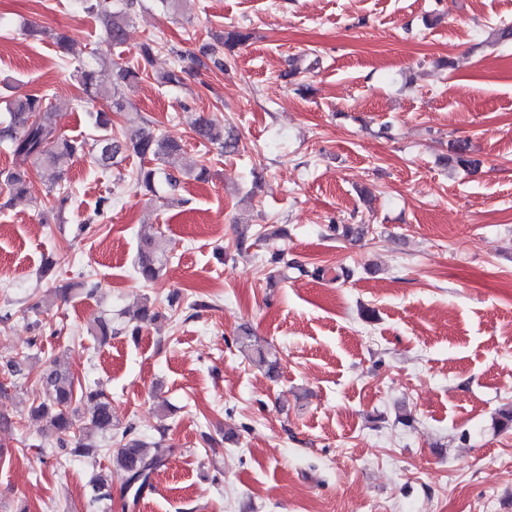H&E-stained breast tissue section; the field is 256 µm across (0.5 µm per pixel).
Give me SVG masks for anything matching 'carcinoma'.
Segmentation results:
<instances>
[{
	"label": "carcinoma",
	"instance_id": "carcinoma-1",
	"mask_svg": "<svg viewBox=\"0 0 512 512\" xmlns=\"http://www.w3.org/2000/svg\"><path fill=\"white\" fill-rule=\"evenodd\" d=\"M83 12L98 18L106 32V38L112 45L123 43L129 18L134 12L137 0H80ZM251 34L233 30L216 40V43L203 48V52L214 57V62L224 65L221 51L231 50L247 42ZM159 43L150 40L140 46L139 61L135 65L112 63V83L103 86L96 80V68L93 62H83L75 68L73 77L82 86L90 101L103 99L109 103V110L89 113L95 130L90 150H85L86 142L67 139L58 134L57 112L44 94H24L5 101V116L0 118V144L6 145L13 156L21 162L34 161L42 168L62 178L78 156L86 153L91 162L117 167L119 156L132 153L140 158L152 161L150 166L137 169L135 179L147 195H158V186L166 184L175 191L180 185L182 170L180 158L181 145L165 137L154 127L149 118L136 114L131 119V128L123 137L114 136L112 113L127 112L131 103L126 91L135 86L142 77L149 74ZM183 68H173L155 74L157 83L179 85L183 83ZM196 134L207 141L219 145L224 152H233L238 148V140L224 136V127L214 119L199 116L195 125ZM451 161L465 170H476L480 161L473 157L471 145L466 141H455L451 145ZM4 183L12 195L25 192V172L10 171L4 176ZM168 262L160 248L154 233L141 235L135 257V271L138 278L145 282L155 280L165 269ZM160 312L146 300L132 314L129 323L131 333L137 334L142 327L154 322ZM44 397L31 405L28 417L48 438L55 440L60 448L68 449L73 457L97 454L103 448L94 439V435L112 434V402L102 392L75 378L73 374L52 366L40 377ZM86 404L91 411L90 421L84 426L77 425L78 406ZM113 461L126 473L123 491L127 499L137 503L142 490L164 465L163 454L150 451V443L137 432L136 424L129 423L117 437Z\"/></svg>",
	"mask_w": 512,
	"mask_h": 512
}]
</instances>
